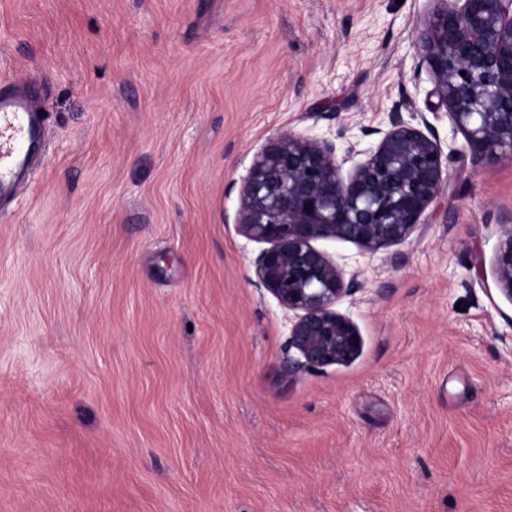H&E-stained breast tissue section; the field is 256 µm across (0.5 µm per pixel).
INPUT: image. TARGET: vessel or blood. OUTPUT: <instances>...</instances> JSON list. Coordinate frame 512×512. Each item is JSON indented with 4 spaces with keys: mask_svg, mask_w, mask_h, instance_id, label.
Wrapping results in <instances>:
<instances>
[{
    "mask_svg": "<svg viewBox=\"0 0 512 512\" xmlns=\"http://www.w3.org/2000/svg\"><path fill=\"white\" fill-rule=\"evenodd\" d=\"M37 86L17 80L11 91L0 90V197L14 188L27 148L39 140L41 129L37 118Z\"/></svg>",
    "mask_w": 512,
    "mask_h": 512,
    "instance_id": "vessel-or-blood-1",
    "label": "vessel or blood"
}]
</instances>
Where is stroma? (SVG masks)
<instances>
[{
	"mask_svg": "<svg viewBox=\"0 0 512 512\" xmlns=\"http://www.w3.org/2000/svg\"><path fill=\"white\" fill-rule=\"evenodd\" d=\"M431 0H0V85L46 81L45 156L0 206V512H512V158L473 156L416 53ZM428 124L411 236L318 250L361 349L287 370L235 226L285 131ZM494 271L500 291L512 300V225L503 224L502 236L494 259Z\"/></svg>",
	"mask_w": 512,
	"mask_h": 512,
	"instance_id": "stroma-1",
	"label": "stroma"
}]
</instances>
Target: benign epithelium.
Segmentation results:
<instances>
[{"instance_id": "obj_1", "label": "benign epithelium", "mask_w": 512, "mask_h": 512, "mask_svg": "<svg viewBox=\"0 0 512 512\" xmlns=\"http://www.w3.org/2000/svg\"><path fill=\"white\" fill-rule=\"evenodd\" d=\"M418 53L472 152L511 157L512 0H433ZM352 158L329 140L287 131L266 143L240 187L237 230L265 244L253 261L256 285L293 314L290 374L347 362L361 346L356 325L336 310L361 284L313 242L348 240L370 252L402 242L448 179L436 138L400 119L345 175ZM494 271L512 300L511 224L503 225Z\"/></svg>"}]
</instances>
